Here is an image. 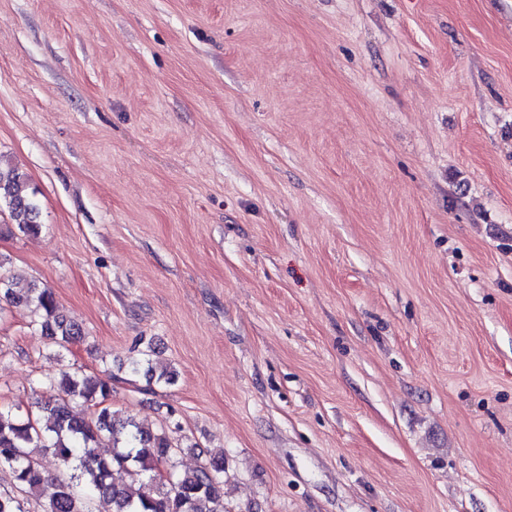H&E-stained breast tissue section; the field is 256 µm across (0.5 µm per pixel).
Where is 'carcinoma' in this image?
I'll return each mask as SVG.
<instances>
[{
	"mask_svg": "<svg viewBox=\"0 0 512 512\" xmlns=\"http://www.w3.org/2000/svg\"><path fill=\"white\" fill-rule=\"evenodd\" d=\"M7 211L17 229L27 235L40 232L39 211L25 175L0 158V212ZM21 305L35 316L34 325L57 351L84 339L79 325L57 314L51 289L30 283L20 286L14 274H0V302ZM132 373L146 366L148 382L169 384L174 371L154 359L148 345ZM45 398L37 402L38 415L22 414L0 403V468L11 471L21 494L46 498L45 512H226L224 457L205 460L192 470L178 469L181 448L164 427L150 431L131 418L112 411V374L102 376L63 371L39 383ZM93 408L88 417L75 405ZM112 445V454L99 448ZM50 453L70 471L69 479H53L40 468L37 457ZM171 470V479H156L159 465Z\"/></svg>",
	"mask_w": 512,
	"mask_h": 512,
	"instance_id": "obj_1",
	"label": "carcinoma"
}]
</instances>
